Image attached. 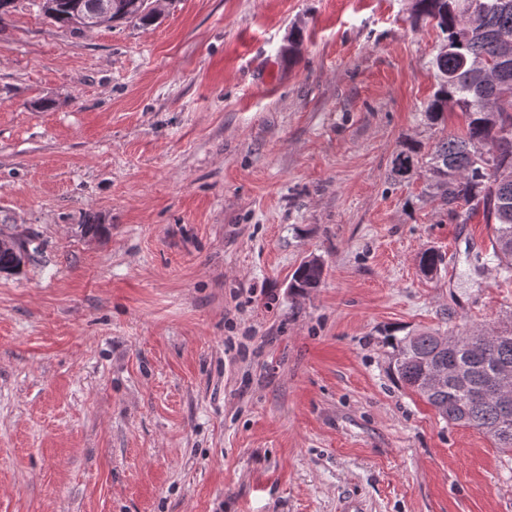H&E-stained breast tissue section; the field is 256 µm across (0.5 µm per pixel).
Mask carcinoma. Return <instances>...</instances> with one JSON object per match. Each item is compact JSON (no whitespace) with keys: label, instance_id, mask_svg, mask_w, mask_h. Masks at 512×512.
<instances>
[{"label":"carcinoma","instance_id":"carcinoma-1","mask_svg":"<svg viewBox=\"0 0 512 512\" xmlns=\"http://www.w3.org/2000/svg\"><path fill=\"white\" fill-rule=\"evenodd\" d=\"M118 23L141 26L156 17L141 9L140 0H108ZM414 24L439 29L443 43L433 60L440 81L428 101L424 116L432 124L445 122L448 109L465 114L461 134L438 142L427 154L411 142L392 160V173L406 177L423 173L434 195L448 212L464 202L483 209L494 224L492 257L506 275L512 274V0H415ZM8 244L0 247V271L20 269L29 258L26 244L0 231ZM441 255L428 248L419 255V268L432 276ZM323 262L304 261L294 272L290 288L304 292L321 285ZM438 332L421 331L395 340L393 369L412 391H421V359L440 361L454 375L443 388L424 396L447 422L473 427L490 437L503 454L512 455V404L503 408L489 393L495 369L512 367V330L488 335L483 328L454 334L453 345L441 350Z\"/></svg>","mask_w":512,"mask_h":512}]
</instances>
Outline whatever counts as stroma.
Returning <instances> with one entry per match:
<instances>
[{"label":"stroma","mask_w":512,"mask_h":512,"mask_svg":"<svg viewBox=\"0 0 512 512\" xmlns=\"http://www.w3.org/2000/svg\"><path fill=\"white\" fill-rule=\"evenodd\" d=\"M413 4L0 16V230L38 247L0 272V512H512V457L389 369L393 330L512 325L482 213L391 172L464 126ZM83 7L87 12H94L100 1H108L112 4L101 5L97 13L87 14L80 4L72 5V27L81 32H89L90 30L108 25L111 15L116 18L115 23L134 22L141 26H149L156 23L158 19L151 14L146 13V8L153 13L159 14L160 2L169 0H81ZM141 2V3H140ZM323 274L324 265L320 259L306 260L295 270L289 288L298 292L319 288L323 280Z\"/></svg>","instance_id":"stroma-1"}]
</instances>
